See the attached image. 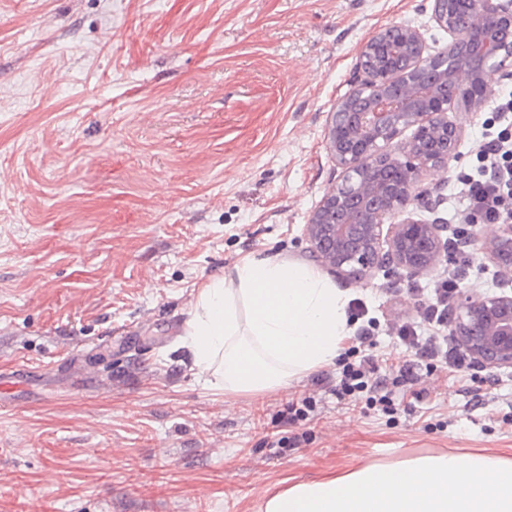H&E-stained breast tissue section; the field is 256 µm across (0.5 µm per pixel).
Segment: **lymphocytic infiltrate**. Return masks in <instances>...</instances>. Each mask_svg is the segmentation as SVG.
<instances>
[{
  "instance_id": "lymphocytic-infiltrate-1",
  "label": "lymphocytic infiltrate",
  "mask_w": 512,
  "mask_h": 512,
  "mask_svg": "<svg viewBox=\"0 0 512 512\" xmlns=\"http://www.w3.org/2000/svg\"><path fill=\"white\" fill-rule=\"evenodd\" d=\"M476 162L466 178L465 209L491 224L512 223V91L503 93L495 112L486 123ZM456 275L449 274L437 282L433 301L422 311L417 322L401 324L395 331L397 339L413 354L403 361L395 375L382 374L366 347L372 346L369 328H359L356 341L363 350L354 359L344 361L336 378L337 397L363 393L370 406L391 413L396 409L394 389L420 399L416 391L417 366L430 370L457 372L463 358L448 329V301L455 291Z\"/></svg>"
}]
</instances>
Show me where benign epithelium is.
<instances>
[{
	"label": "benign epithelium",
	"instance_id": "7a95c632",
	"mask_svg": "<svg viewBox=\"0 0 512 512\" xmlns=\"http://www.w3.org/2000/svg\"><path fill=\"white\" fill-rule=\"evenodd\" d=\"M449 4L433 0V19L449 36L434 51L408 23L374 32L359 53L351 91L329 113L326 144L340 179L311 212L304 234L325 267L350 279L390 263L427 273L446 259L441 233L448 225L408 215L414 203L437 207L416 192L419 173L458 158L462 129L450 115L482 111L495 85L512 81V0H471L473 24L482 31L473 51L483 58L479 70L472 55L451 53L462 31ZM409 128L411 138L391 150ZM475 242L512 270V224ZM452 332L480 365L512 368V292L462 293Z\"/></svg>",
	"mask_w": 512,
	"mask_h": 512
}]
</instances>
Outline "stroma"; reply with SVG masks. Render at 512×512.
<instances>
[{
	"instance_id": "1",
	"label": "stroma",
	"mask_w": 512,
	"mask_h": 512,
	"mask_svg": "<svg viewBox=\"0 0 512 512\" xmlns=\"http://www.w3.org/2000/svg\"><path fill=\"white\" fill-rule=\"evenodd\" d=\"M401 21L448 41L431 0H0V375L26 371L0 391V512H262L369 463L512 456V368L420 370L425 397L387 415L337 399L332 365L228 401L180 346L195 289L241 255L314 262L304 226L339 176L327 115ZM487 117L457 114L427 220L458 223ZM468 260L459 288L512 282ZM453 267L336 278L378 364L407 358L394 322ZM308 396V419L277 425Z\"/></svg>"
}]
</instances>
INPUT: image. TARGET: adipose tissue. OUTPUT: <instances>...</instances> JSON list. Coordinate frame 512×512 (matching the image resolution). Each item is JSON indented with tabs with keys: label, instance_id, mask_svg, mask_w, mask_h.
Instances as JSON below:
<instances>
[{
	"label": "adipose tissue",
	"instance_id": "ef3b65f1",
	"mask_svg": "<svg viewBox=\"0 0 512 512\" xmlns=\"http://www.w3.org/2000/svg\"><path fill=\"white\" fill-rule=\"evenodd\" d=\"M348 294L314 265L244 254L195 290L185 334L196 376L225 396L286 387L335 361ZM264 512H512V459L476 451L373 463L269 497Z\"/></svg>",
	"mask_w": 512,
	"mask_h": 512
}]
</instances>
